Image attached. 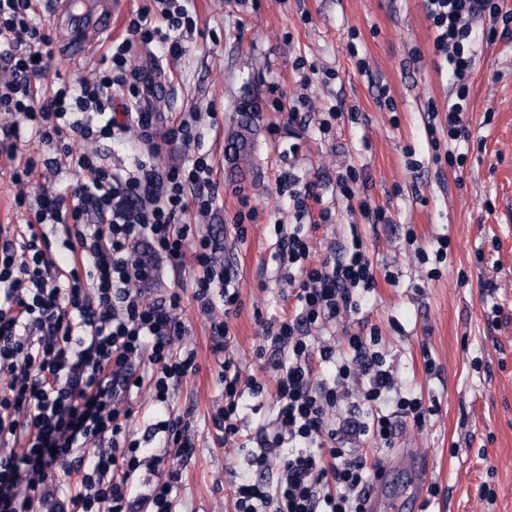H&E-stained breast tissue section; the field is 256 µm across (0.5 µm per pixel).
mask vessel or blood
I'll return each mask as SVG.
<instances>
[{
	"mask_svg": "<svg viewBox=\"0 0 512 512\" xmlns=\"http://www.w3.org/2000/svg\"><path fill=\"white\" fill-rule=\"evenodd\" d=\"M115 0H56L55 39L64 54L73 61L85 59L112 32ZM402 464L412 478L410 498L421 500L427 466L413 449H404ZM405 501L400 495L387 493L384 486L370 489L365 501L367 512H402Z\"/></svg>",
	"mask_w": 512,
	"mask_h": 512,
	"instance_id": "b4317fda",
	"label": "vessel or blood"
}]
</instances>
